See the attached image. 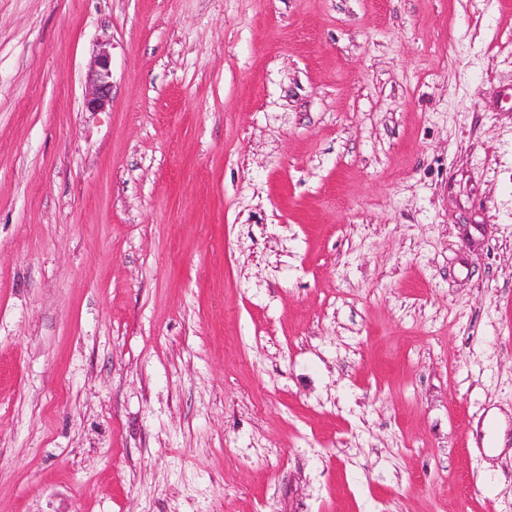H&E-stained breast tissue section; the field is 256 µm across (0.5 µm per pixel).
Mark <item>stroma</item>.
<instances>
[{
    "label": "stroma",
    "instance_id": "1",
    "mask_svg": "<svg viewBox=\"0 0 512 512\" xmlns=\"http://www.w3.org/2000/svg\"><path fill=\"white\" fill-rule=\"evenodd\" d=\"M0 512H512V0H0ZM112 61L110 55L100 51L95 56L88 80L90 89L85 96L84 107L88 112L104 111L111 101Z\"/></svg>",
    "mask_w": 512,
    "mask_h": 512
}]
</instances>
